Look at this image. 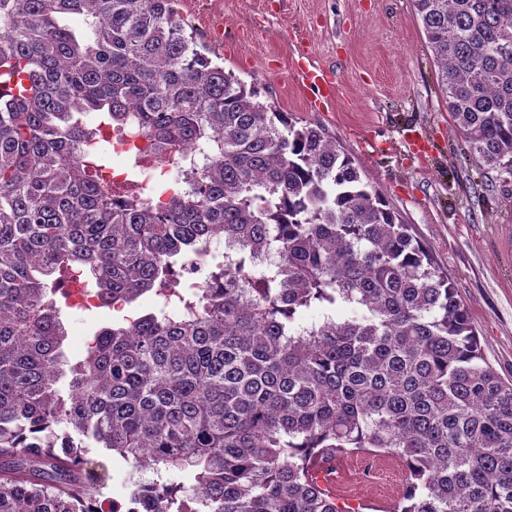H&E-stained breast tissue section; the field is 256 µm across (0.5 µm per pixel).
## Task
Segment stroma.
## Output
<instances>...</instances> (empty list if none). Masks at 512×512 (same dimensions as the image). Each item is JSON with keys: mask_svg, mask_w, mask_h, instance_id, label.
I'll use <instances>...</instances> for the list:
<instances>
[{"mask_svg": "<svg viewBox=\"0 0 512 512\" xmlns=\"http://www.w3.org/2000/svg\"><path fill=\"white\" fill-rule=\"evenodd\" d=\"M176 9L199 45L225 70L266 91L265 101L299 122L322 125L428 245L469 308L487 361L512 379V180L463 157L462 135L437 85V67L411 0H178ZM327 71L335 94L314 107L295 80L298 66ZM69 362L106 308L62 307ZM374 470L356 454L343 457L344 492L384 512L399 495V461L372 452ZM104 499L116 481L156 479L150 469L110 450L87 453Z\"/></svg>", "mask_w": 512, "mask_h": 512, "instance_id": "1", "label": "stroma"}]
</instances>
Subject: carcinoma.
Instances as JSON below:
<instances>
[{"mask_svg": "<svg viewBox=\"0 0 512 512\" xmlns=\"http://www.w3.org/2000/svg\"><path fill=\"white\" fill-rule=\"evenodd\" d=\"M175 2L0 0V512H113L91 446L192 477L190 494L137 486L139 512H356L310 467L370 448L403 466L389 512H512V380L448 274L324 128L214 63ZM412 2L470 158L512 169V0ZM126 121L199 158L185 192L112 197L102 132ZM221 237L207 287H178ZM75 273L112 323L70 365L55 275ZM147 292L176 311L115 306ZM338 305L354 315L305 321Z\"/></svg>", "mask_w": 512, "mask_h": 512, "instance_id": "cac0c4a2", "label": "carcinoma"}]
</instances>
